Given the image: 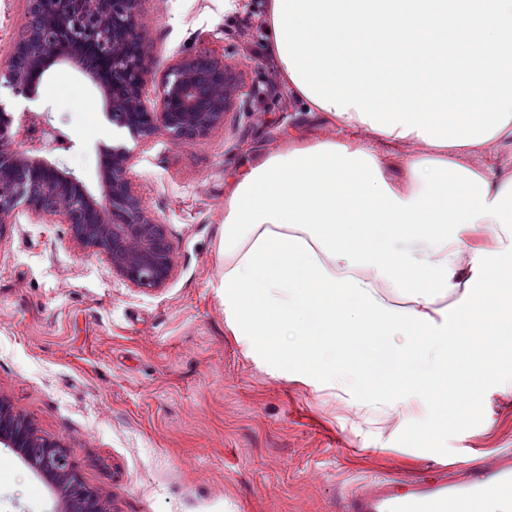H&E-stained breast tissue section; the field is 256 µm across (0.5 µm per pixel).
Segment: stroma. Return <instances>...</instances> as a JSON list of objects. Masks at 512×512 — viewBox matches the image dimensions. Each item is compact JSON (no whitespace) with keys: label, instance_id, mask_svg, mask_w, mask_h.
<instances>
[{"label":"stroma","instance_id":"obj_1","mask_svg":"<svg viewBox=\"0 0 512 512\" xmlns=\"http://www.w3.org/2000/svg\"><path fill=\"white\" fill-rule=\"evenodd\" d=\"M267 0H143L136 32L160 77L180 56L243 62L262 94L208 134L143 138L112 124L95 82L54 66L20 101L0 106L47 119L72 147L61 167L99 191L105 148L136 154L133 183L168 228L175 267L156 290L130 286L104 257L78 251L64 224L26 211L0 237V396L66 448L107 512H340L350 486L378 473L428 475L438 464L512 448V338L489 354L481 393L448 421L417 400L382 413L367 395L282 376L235 335L219 295L218 243L229 180L289 134L328 135L280 82L267 53ZM29 0H0V63ZM49 485L0 447V512H53Z\"/></svg>","mask_w":512,"mask_h":512}]
</instances>
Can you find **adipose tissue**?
<instances>
[{
	"instance_id": "obj_1",
	"label": "adipose tissue",
	"mask_w": 512,
	"mask_h": 512,
	"mask_svg": "<svg viewBox=\"0 0 512 512\" xmlns=\"http://www.w3.org/2000/svg\"><path fill=\"white\" fill-rule=\"evenodd\" d=\"M294 95L349 135L293 137L230 185L221 286L237 335L299 380L366 390L371 406L416 395L458 413L492 368L463 346L512 333V123L479 144L433 146ZM487 233L495 253L469 249ZM403 239L417 254L397 249ZM417 355L428 377L412 374Z\"/></svg>"
}]
</instances>
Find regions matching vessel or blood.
I'll return each mask as SVG.
<instances>
[{
	"label": "vessel or blood",
	"instance_id": "obj_1",
	"mask_svg": "<svg viewBox=\"0 0 512 512\" xmlns=\"http://www.w3.org/2000/svg\"><path fill=\"white\" fill-rule=\"evenodd\" d=\"M512 504V452L497 451L482 461L437 465L433 474L408 484L378 474L350 487L342 512H488Z\"/></svg>",
	"mask_w": 512,
	"mask_h": 512
}]
</instances>
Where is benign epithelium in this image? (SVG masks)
Returning <instances> with one entry per match:
<instances>
[{"instance_id":"1","label":"benign epithelium","mask_w":512,"mask_h":512,"mask_svg":"<svg viewBox=\"0 0 512 512\" xmlns=\"http://www.w3.org/2000/svg\"><path fill=\"white\" fill-rule=\"evenodd\" d=\"M141 0H31L33 20L0 65V83L17 96L35 93L32 77L89 53L108 68L104 102L112 123L147 137L162 128L177 141L197 138L224 122L244 92L241 65L203 53L175 60L162 75L155 103L143 97L148 51L136 34ZM14 134L0 137V236L18 207L46 224H66L70 240L102 254L112 272L136 288L164 286L174 268L167 225L133 191L135 155L123 147L104 151L100 194L45 157L68 149L52 125L29 113L9 116ZM0 447L9 448L57 492L53 512H106L103 495L81 480L68 452L44 439L36 425L0 397Z\"/></svg>"}]
</instances>
